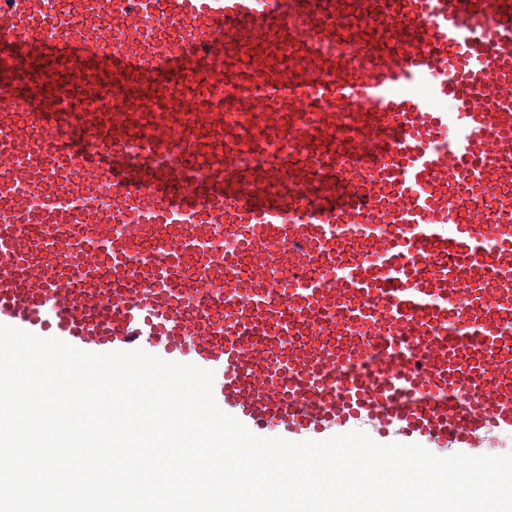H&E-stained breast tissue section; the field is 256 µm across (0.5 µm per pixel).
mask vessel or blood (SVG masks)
<instances>
[{
  "mask_svg": "<svg viewBox=\"0 0 512 512\" xmlns=\"http://www.w3.org/2000/svg\"><path fill=\"white\" fill-rule=\"evenodd\" d=\"M88 3L112 21L95 47L35 0H0V108L24 118L0 130V324L93 353L157 341L220 370L218 407L253 432L362 413L415 442L512 431V203L494 224L480 207L512 188V0ZM314 90L323 119L306 123ZM94 93L122 111H80ZM62 95L73 111H54ZM67 124L111 151L71 152ZM145 125L152 151L128 158ZM272 139L301 149L240 164ZM79 193L112 206L79 211ZM223 238L251 274L215 254ZM374 336L382 362L332 387Z\"/></svg>",
  "mask_w": 512,
  "mask_h": 512,
  "instance_id": "vessel-or-blood-1",
  "label": "vessel or blood"
}]
</instances>
